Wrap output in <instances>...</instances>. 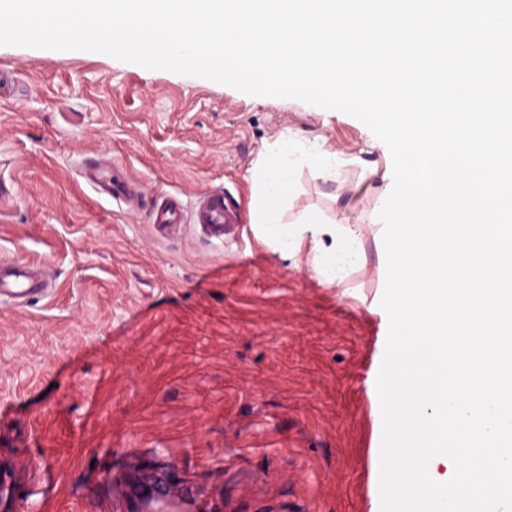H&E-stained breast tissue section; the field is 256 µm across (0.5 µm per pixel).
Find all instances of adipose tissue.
I'll list each match as a JSON object with an SVG mask.
<instances>
[{
	"label": "adipose tissue",
	"instance_id": "ef3b65f1",
	"mask_svg": "<svg viewBox=\"0 0 512 512\" xmlns=\"http://www.w3.org/2000/svg\"><path fill=\"white\" fill-rule=\"evenodd\" d=\"M296 163L294 143L284 138L252 169L251 221L264 245L281 256L304 260L327 285L341 284L348 269L361 262L362 229L346 218L323 221L310 214L285 222Z\"/></svg>",
	"mask_w": 512,
	"mask_h": 512
}]
</instances>
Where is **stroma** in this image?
Wrapping results in <instances>:
<instances>
[{
    "instance_id": "35a3bbf8",
    "label": "stroma",
    "mask_w": 512,
    "mask_h": 512,
    "mask_svg": "<svg viewBox=\"0 0 512 512\" xmlns=\"http://www.w3.org/2000/svg\"><path fill=\"white\" fill-rule=\"evenodd\" d=\"M335 153L329 178L296 166L285 213L349 215L364 260L340 286L262 244L250 170L282 137ZM115 161L139 209L82 168ZM387 146L358 119L299 99L151 70L84 50L0 45V262L48 283L0 306V465L33 487L11 512H121L114 477L163 464L174 495L206 489L214 512H368L370 388L386 323L378 210ZM224 191L230 237L194 213ZM168 195L184 223L157 229Z\"/></svg>"
}]
</instances>
